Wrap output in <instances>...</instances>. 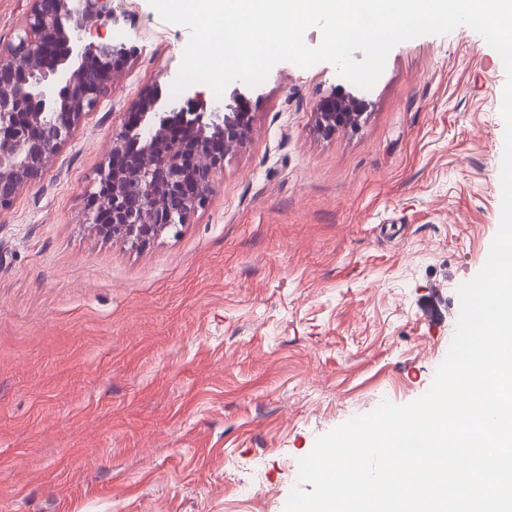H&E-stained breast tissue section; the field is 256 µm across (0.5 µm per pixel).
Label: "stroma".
<instances>
[{"label":"stroma","mask_w":512,"mask_h":512,"mask_svg":"<svg viewBox=\"0 0 512 512\" xmlns=\"http://www.w3.org/2000/svg\"><path fill=\"white\" fill-rule=\"evenodd\" d=\"M111 99L0 212V512H283L318 436L432 384L501 218L506 72L476 32L399 43L361 89L329 63L236 82L251 114L214 201L134 248L85 198L189 32L112 0ZM333 95L366 104L325 138ZM362 102L353 96H333L322 100L314 112L318 133L332 137L337 132L358 128L364 115V112H359Z\"/></svg>","instance_id":"1"}]
</instances>
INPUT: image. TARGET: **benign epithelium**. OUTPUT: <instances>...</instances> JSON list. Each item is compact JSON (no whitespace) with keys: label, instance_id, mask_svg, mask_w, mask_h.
Wrapping results in <instances>:
<instances>
[{"label":"benign epithelium","instance_id":"7a95c632","mask_svg":"<svg viewBox=\"0 0 512 512\" xmlns=\"http://www.w3.org/2000/svg\"><path fill=\"white\" fill-rule=\"evenodd\" d=\"M13 39L0 42V211L41 179L82 121L115 89L126 48L86 41L112 15V0H30ZM362 101L333 96L314 112L322 136L356 129ZM186 130L173 141V124ZM239 99L222 106L141 95L112 129V144L87 197L96 234L139 248L187 223L215 196L224 157L249 137Z\"/></svg>","mask_w":512,"mask_h":512}]
</instances>
